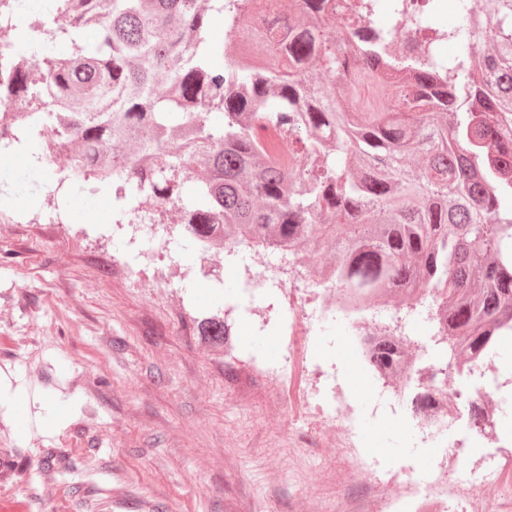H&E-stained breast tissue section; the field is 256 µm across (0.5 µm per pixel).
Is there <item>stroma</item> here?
<instances>
[{
    "instance_id": "stroma-1",
    "label": "stroma",
    "mask_w": 512,
    "mask_h": 512,
    "mask_svg": "<svg viewBox=\"0 0 512 512\" xmlns=\"http://www.w3.org/2000/svg\"><path fill=\"white\" fill-rule=\"evenodd\" d=\"M51 165L0 158V382L31 397L52 434L18 433L0 416V504L21 512H359L366 481L305 393L337 370L358 392L360 446L387 480L426 479L433 460L414 421L372 416L376 378L336 342L341 320L290 334L293 275L262 315L230 316L238 346L202 335L198 320L239 295L241 266L224 253L166 257L169 283L126 268L131 229L112 198L66 192L62 224L41 212L56 197ZM215 272L223 287L203 279ZM280 364L285 408L268 399L255 364Z\"/></svg>"
}]
</instances>
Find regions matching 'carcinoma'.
<instances>
[{"label":"carcinoma","mask_w":512,"mask_h":512,"mask_svg":"<svg viewBox=\"0 0 512 512\" xmlns=\"http://www.w3.org/2000/svg\"><path fill=\"white\" fill-rule=\"evenodd\" d=\"M378 2L52 0L28 28L31 53L0 66V99L21 109L0 122V145H35L39 161L70 152L66 183L111 193L117 224L177 225L184 254L217 237L292 259L324 248L339 288L428 304L439 354L411 370L424 415L448 373L504 359L512 334V0H458L461 24L444 33L458 50L438 61L390 54L366 25ZM389 3V25L407 27ZM17 6L0 0V30ZM478 33L487 49L473 57ZM361 75L384 76L369 103L323 83ZM257 122L288 164L270 161ZM200 327L231 334L216 316ZM408 351L380 338L371 367L395 374ZM488 415L471 404L476 432Z\"/></svg>","instance_id":"cac0c4a2"}]
</instances>
